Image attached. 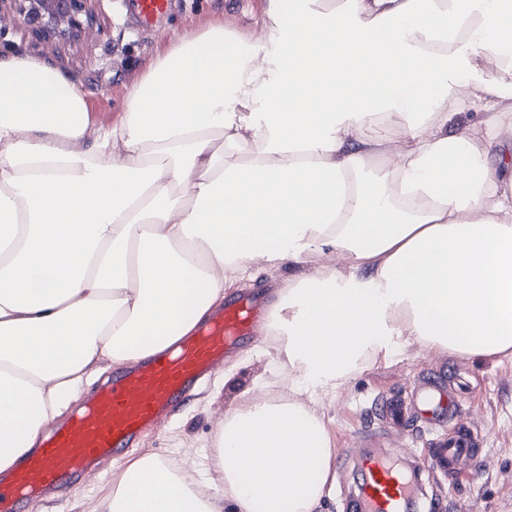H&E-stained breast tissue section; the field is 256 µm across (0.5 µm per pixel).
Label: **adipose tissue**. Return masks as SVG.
I'll list each match as a JSON object with an SVG mask.
<instances>
[{
  "instance_id": "1",
  "label": "adipose tissue",
  "mask_w": 512,
  "mask_h": 512,
  "mask_svg": "<svg viewBox=\"0 0 512 512\" xmlns=\"http://www.w3.org/2000/svg\"><path fill=\"white\" fill-rule=\"evenodd\" d=\"M496 3L266 0L262 37L174 39L109 125L64 73L0 58V473L104 365L192 334L258 262L340 260L276 294L292 392L239 395L206 455L220 483L145 452L95 512H320L334 448L294 389L335 390L409 336L512 354V182L489 160L512 125L481 78L512 71Z\"/></svg>"
}]
</instances>
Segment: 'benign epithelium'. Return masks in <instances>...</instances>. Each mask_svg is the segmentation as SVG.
<instances>
[{
  "mask_svg": "<svg viewBox=\"0 0 512 512\" xmlns=\"http://www.w3.org/2000/svg\"><path fill=\"white\" fill-rule=\"evenodd\" d=\"M101 0H0V18L36 30L44 38H75L95 22Z\"/></svg>",
  "mask_w": 512,
  "mask_h": 512,
  "instance_id": "obj_1",
  "label": "benign epithelium"
}]
</instances>
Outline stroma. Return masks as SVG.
<instances>
[{
  "label": "stroma",
  "instance_id": "obj_1",
  "mask_svg": "<svg viewBox=\"0 0 512 512\" xmlns=\"http://www.w3.org/2000/svg\"><path fill=\"white\" fill-rule=\"evenodd\" d=\"M265 6L266 0H171L166 14L143 25L127 13L123 0H102L96 23L78 38L46 41L30 30L11 28L0 36V57L33 58L81 83L92 117L109 125L120 117L129 85L171 40L194 32L206 21L223 22L239 34H258ZM316 268L313 261L272 268L259 263L227 295L233 298L253 291L268 300L289 279L314 273ZM271 345L267 328H260L216 370L189 406L141 437L138 451L149 450L170 464L186 465L200 483L217 481V474L205 467L203 455L237 394L261 379L275 389L288 388L287 372L279 370L266 353ZM429 373L444 375L450 387L456 376L468 378L474 390L469 419L483 450L476 476L431 484L429 494L444 495L447 512H512V357H460L429 350L411 337L403 348L365 362L336 391L301 389L296 397L319 412L335 457L341 460L359 451L366 434L379 430L371 413L378 399L409 393ZM120 469V464L106 462L58 498L30 500L21 512H93Z\"/></svg>",
  "mask_w": 512,
  "mask_h": 512
}]
</instances>
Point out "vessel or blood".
Here are the masks:
<instances>
[{"instance_id":"b4317fda","label":"vessel or blood","mask_w":512,"mask_h":512,"mask_svg":"<svg viewBox=\"0 0 512 512\" xmlns=\"http://www.w3.org/2000/svg\"><path fill=\"white\" fill-rule=\"evenodd\" d=\"M168 6L169 0H132L133 12L145 24ZM266 316L256 298L230 300L193 335L109 378L81 411L51 423L19 467L0 475V512H20L24 501L53 496L88 469L136 447L155 422L174 416L199 392L212 368L250 339ZM412 412L431 426L447 423V441L411 458L383 451L356 456L345 512H419L426 477L462 476L459 462L471 456L475 436L459 396L448 392L442 377H424L409 403L383 398L375 409L385 428L403 426Z\"/></svg>"}]
</instances>
